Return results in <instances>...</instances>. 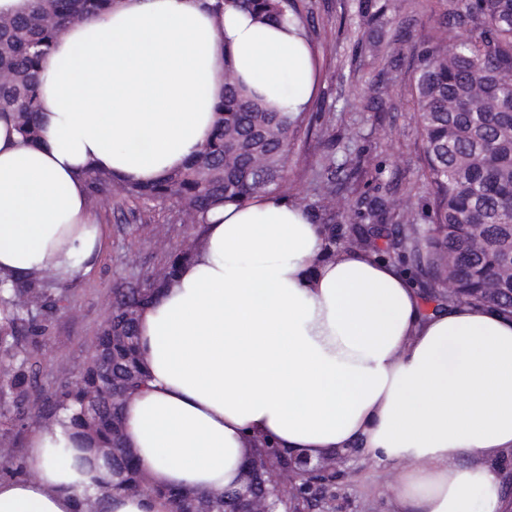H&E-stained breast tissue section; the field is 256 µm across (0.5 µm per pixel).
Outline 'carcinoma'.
Listing matches in <instances>:
<instances>
[{
  "label": "carcinoma",
  "mask_w": 512,
  "mask_h": 512,
  "mask_svg": "<svg viewBox=\"0 0 512 512\" xmlns=\"http://www.w3.org/2000/svg\"><path fill=\"white\" fill-rule=\"evenodd\" d=\"M269 21L299 16L295 0H234ZM112 0H39L27 15L0 16V115L13 116L22 135L39 136L40 76L55 40L75 22L99 17ZM389 10L387 0H358L359 41H368ZM453 39L455 50L444 45ZM413 105L423 144L424 175L433 188L422 204L426 227L408 236L386 233L390 198L355 201L359 224L349 237L381 255L410 250L433 284L452 278L455 300L512 312V278L500 275L512 251V0H446L440 34L416 53ZM302 116L274 112L252 99L226 72L224 100L210 138L184 168L148 186L120 184L105 173L87 178L91 201L117 194L133 203L173 200L190 224L203 223L215 204H242L277 192L286 176L291 141ZM198 246L192 238L149 275L113 289L108 320L94 336L79 379L39 384L38 350L55 313L67 307L68 285L51 272L3 287L0 280V477L22 470L15 429L70 412L77 436L94 442L112 463L107 486L137 494L150 478L127 448L122 409L145 387L138 319L159 289L170 288L178 266ZM173 512H224V498L154 489Z\"/></svg>",
  "instance_id": "cac0c4a2"
}]
</instances>
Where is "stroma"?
<instances>
[{"label":"stroma","mask_w":512,"mask_h":512,"mask_svg":"<svg viewBox=\"0 0 512 512\" xmlns=\"http://www.w3.org/2000/svg\"><path fill=\"white\" fill-rule=\"evenodd\" d=\"M304 15L318 73V91L307 121L288 156L281 196L306 205L313 217L332 208L336 245L355 219L354 202L391 185V225L421 219V205L432 188L423 175L422 146L416 135L412 105V52L430 40L443 9L438 0H404L400 13L387 15L384 33H399L398 71H390L369 44L357 42L355 0H297ZM380 83L377 98L364 96ZM353 159L349 183L327 195L328 157ZM95 210L109 231V244L95 271L72 285L67 308L51 323L49 339L38 354L40 382L65 373L76 380L91 342L111 312L112 289L156 267L165 252L195 237L173 202L135 207L119 201L99 202ZM336 512H390L396 467L366 458H349L340 466Z\"/></svg>","instance_id":"1"}]
</instances>
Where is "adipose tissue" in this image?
<instances>
[{"mask_svg": "<svg viewBox=\"0 0 512 512\" xmlns=\"http://www.w3.org/2000/svg\"><path fill=\"white\" fill-rule=\"evenodd\" d=\"M233 71L277 112L317 91L301 21L233 0H114L69 27L42 64L40 135L0 115V279L50 269L74 281L106 244L86 175L147 185L212 131ZM195 256L138 321L146 387L126 436L155 492L104 512H172L160 489L235 490L251 439L288 455L358 447L397 465L393 512H506L512 457V313L436 311L398 266L330 250L307 208L264 193L210 210ZM56 422L34 430L25 476L0 480V512H79L102 466Z\"/></svg>", "mask_w": 512, "mask_h": 512, "instance_id": "ef3b65f1", "label": "adipose tissue"}]
</instances>
